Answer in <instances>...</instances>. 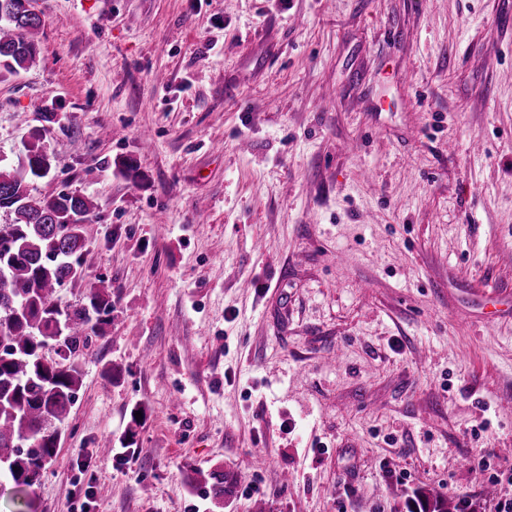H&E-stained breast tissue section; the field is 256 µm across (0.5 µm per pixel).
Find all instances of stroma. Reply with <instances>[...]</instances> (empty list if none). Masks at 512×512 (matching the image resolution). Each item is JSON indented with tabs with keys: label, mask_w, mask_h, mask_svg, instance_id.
I'll list each match as a JSON object with an SVG mask.
<instances>
[{
	"label": "stroma",
	"mask_w": 512,
	"mask_h": 512,
	"mask_svg": "<svg viewBox=\"0 0 512 512\" xmlns=\"http://www.w3.org/2000/svg\"><path fill=\"white\" fill-rule=\"evenodd\" d=\"M32 7L0 157L47 128L38 193L95 204L54 302L104 276L114 305L69 356L35 512H489L512 490L481 469L512 472V0Z\"/></svg>",
	"instance_id": "stroma-1"
}]
</instances>
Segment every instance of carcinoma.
I'll return each mask as SVG.
<instances>
[{
    "label": "carcinoma",
    "instance_id": "carcinoma-1",
    "mask_svg": "<svg viewBox=\"0 0 512 512\" xmlns=\"http://www.w3.org/2000/svg\"><path fill=\"white\" fill-rule=\"evenodd\" d=\"M11 2L0 0V63L16 71L35 62L42 19L14 12ZM55 162L35 134L23 169L0 165V211L12 216L0 224V479L12 485L18 512H30L28 489L56 456L81 381L76 364L48 359L43 349L50 340L70 354L85 347L113 311L103 279L90 283L77 308L54 303L57 289L81 276L84 225L94 209L84 195L33 193V181L48 177ZM209 478L213 498L231 493L232 477ZM409 512H448V500L419 493Z\"/></svg>",
    "mask_w": 512,
    "mask_h": 512
}]
</instances>
